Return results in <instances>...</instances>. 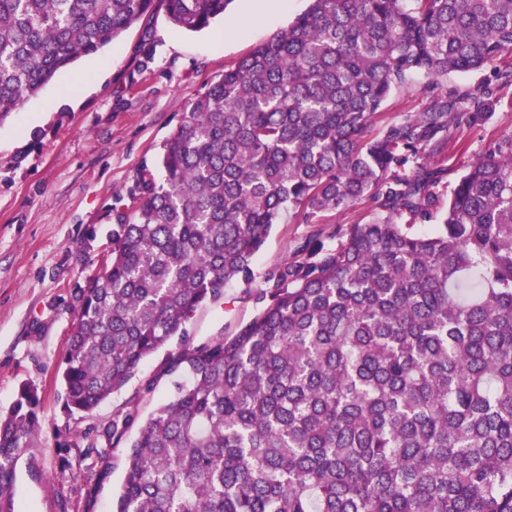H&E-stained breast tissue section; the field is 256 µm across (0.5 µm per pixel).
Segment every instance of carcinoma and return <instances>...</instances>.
I'll return each instance as SVG.
<instances>
[{"label":"carcinoma","mask_w":512,"mask_h":512,"mask_svg":"<svg viewBox=\"0 0 512 512\" xmlns=\"http://www.w3.org/2000/svg\"><path fill=\"white\" fill-rule=\"evenodd\" d=\"M155 3L0 0V120ZM161 3L194 32L230 0ZM497 62L512 86V0H310L192 102L77 289L61 361L66 409L90 415L178 340L144 420L133 405L80 435L101 478L125 447L113 512H512V138L442 208L437 165L494 90L382 112L416 73L435 89ZM363 202L374 219L299 244L235 334L190 336L198 308L252 280L282 212L313 224ZM40 407L23 384L0 411V512Z\"/></svg>","instance_id":"cac0c4a2"}]
</instances>
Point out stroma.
<instances>
[{
    "mask_svg": "<svg viewBox=\"0 0 512 512\" xmlns=\"http://www.w3.org/2000/svg\"><path fill=\"white\" fill-rule=\"evenodd\" d=\"M308 5L309 0H289L271 18L255 20L244 16V0H232L227 14L240 18L241 31L228 39L222 36L224 21L188 33L157 9L0 121V408H8L25 383L42 397L38 435L17 465L15 512H112L124 452L112 451L108 476L99 482L95 500H87L77 436L126 406L147 415L169 391L164 380L152 394L143 391L168 351L149 357L92 415H68L59 367L75 319V290L101 268L112 246L115 212L129 213L138 205L129 193L138 169L155 166L161 145L192 101ZM448 83L462 93L491 88L500 98L487 121L464 132V149L446 161L443 183L450 187L470 159L512 137V86L500 87L491 65L449 76ZM425 84L417 75L394 92L384 119L399 121L423 110L430 100ZM314 227L282 214L253 260L256 282ZM255 313L248 285L236 280L223 299L198 309L187 328L198 341L228 336Z\"/></svg>",
    "mask_w": 512,
    "mask_h": 512,
    "instance_id": "stroma-1",
    "label": "stroma"
}]
</instances>
